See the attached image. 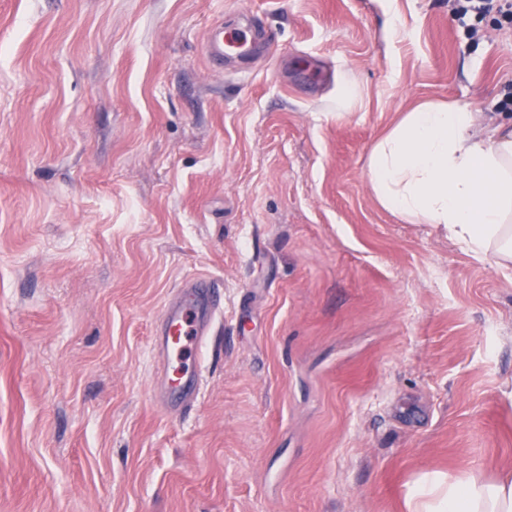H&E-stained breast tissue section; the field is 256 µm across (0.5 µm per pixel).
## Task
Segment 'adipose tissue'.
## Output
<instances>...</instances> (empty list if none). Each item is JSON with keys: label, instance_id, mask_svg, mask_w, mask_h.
<instances>
[{"label": "adipose tissue", "instance_id": "1", "mask_svg": "<svg viewBox=\"0 0 512 512\" xmlns=\"http://www.w3.org/2000/svg\"><path fill=\"white\" fill-rule=\"evenodd\" d=\"M378 204L429 224L477 258L512 265V119L481 127L472 104L426 101L403 115L367 162ZM407 512H512V473L430 472L408 491Z\"/></svg>", "mask_w": 512, "mask_h": 512}]
</instances>
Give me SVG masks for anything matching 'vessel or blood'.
<instances>
[{
  "label": "vessel or blood",
  "instance_id": "b4317fda",
  "mask_svg": "<svg viewBox=\"0 0 512 512\" xmlns=\"http://www.w3.org/2000/svg\"><path fill=\"white\" fill-rule=\"evenodd\" d=\"M248 42L244 32L227 35L220 29L214 31L207 47L211 66L223 67L225 55ZM220 300L221 285L214 279L202 278L184 288L164 311L161 326L153 338L155 350L169 358L180 349L202 350ZM202 381V362L198 359L183 370L162 372L155 381L156 399L167 408L190 409L196 403Z\"/></svg>",
  "mask_w": 512,
  "mask_h": 512
}]
</instances>
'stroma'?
Wrapping results in <instances>:
<instances>
[{
	"instance_id": "stroma-1",
	"label": "stroma",
	"mask_w": 512,
	"mask_h": 512,
	"mask_svg": "<svg viewBox=\"0 0 512 512\" xmlns=\"http://www.w3.org/2000/svg\"><path fill=\"white\" fill-rule=\"evenodd\" d=\"M497 17L0 0V512H405L424 472L512 468V269L366 166L422 101L499 116ZM219 26L268 48L216 70ZM204 276L203 385L164 409L153 338Z\"/></svg>"
}]
</instances>
